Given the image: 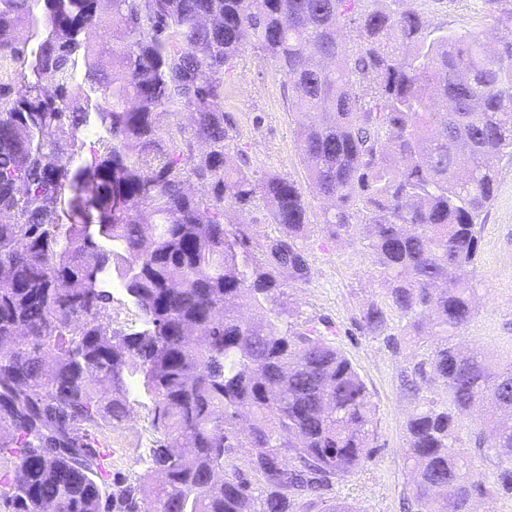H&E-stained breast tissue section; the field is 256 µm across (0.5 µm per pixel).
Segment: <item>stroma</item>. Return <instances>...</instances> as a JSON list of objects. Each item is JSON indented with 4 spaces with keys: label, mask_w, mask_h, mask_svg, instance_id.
Instances as JSON below:
<instances>
[{
    "label": "stroma",
    "mask_w": 512,
    "mask_h": 512,
    "mask_svg": "<svg viewBox=\"0 0 512 512\" xmlns=\"http://www.w3.org/2000/svg\"><path fill=\"white\" fill-rule=\"evenodd\" d=\"M414 6L431 23L471 32L490 47L495 44L497 30L484 0H415ZM286 87L285 77L263 54L251 49L238 57L231 75L224 80V110L233 123L229 150H248L256 171H276L294 181L315 217L320 202L307 179ZM495 166V197L478 228L476 276L481 299L462 342L483 345L491 360L504 361L512 358V158L503 157ZM307 247L311 277L307 283L287 289L284 302L297 319L314 316L330 323L336 347L365 382L378 418L371 459L363 469L337 481L333 497L353 512H403V500L411 493V477L401 447L413 404L400 390L397 374L412 347L403 344L395 353L386 343L387 336L402 333L398 315L390 316L383 334L371 335L361 328V311L381 294L361 245L330 239L314 228ZM127 401L130 411L142 418V432L127 434L117 428L98 435L115 452L112 477L157 482L158 473L144 460L155 434L152 400L139 378L129 379Z\"/></svg>",
    "instance_id": "35a3bbf8"
}]
</instances>
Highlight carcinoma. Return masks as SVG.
I'll return each mask as SVG.
<instances>
[{
	"label": "carcinoma",
	"mask_w": 512,
	"mask_h": 512,
	"mask_svg": "<svg viewBox=\"0 0 512 512\" xmlns=\"http://www.w3.org/2000/svg\"><path fill=\"white\" fill-rule=\"evenodd\" d=\"M485 2L491 50L413 0H0V454L54 487L55 512H352L328 493L371 458L376 406L330 325L284 306L310 277L309 203L243 152L228 163L224 77L247 47L288 81L319 231L368 252L381 300L361 327L395 312L419 346L397 375L416 403L408 512L512 495V361L458 343L495 161L512 156V0ZM111 25L116 46L98 40ZM111 270L139 332L104 322ZM135 375L167 472L151 486L105 478L95 438L125 421Z\"/></svg>",
	"instance_id": "1"
}]
</instances>
